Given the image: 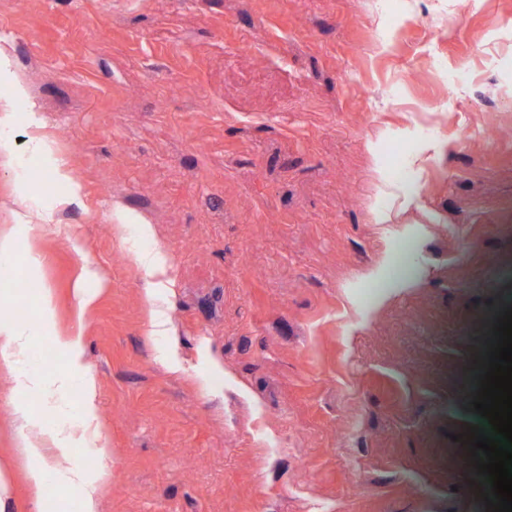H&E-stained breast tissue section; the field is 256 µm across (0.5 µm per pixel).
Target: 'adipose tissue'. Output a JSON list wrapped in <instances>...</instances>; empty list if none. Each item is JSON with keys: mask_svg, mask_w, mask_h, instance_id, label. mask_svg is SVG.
I'll list each match as a JSON object with an SVG mask.
<instances>
[{"mask_svg": "<svg viewBox=\"0 0 512 512\" xmlns=\"http://www.w3.org/2000/svg\"><path fill=\"white\" fill-rule=\"evenodd\" d=\"M44 221L43 214L30 210L18 215L11 233L0 236V270L10 268L18 241L36 236ZM40 331V324L34 320H0V368L14 375L17 399L13 416L20 434V451L30 462L26 478L34 492H41L52 481L78 496L82 512H99L98 477L69 460L51 471L43 465L49 452L65 457L72 445L102 442L97 383L84 362L83 328L77 325L57 335L64 364L49 374L40 370L35 359L34 348ZM75 388L81 396V414L76 418L65 415L47 420L34 412L27 401L28 395L35 393L44 402L61 407Z\"/></svg>", "mask_w": 512, "mask_h": 512, "instance_id": "ef3b65f1", "label": "adipose tissue"}]
</instances>
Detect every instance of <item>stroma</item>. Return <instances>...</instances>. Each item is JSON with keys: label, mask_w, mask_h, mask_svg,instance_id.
Returning <instances> with one entry per match:
<instances>
[{"label": "stroma", "mask_w": 512, "mask_h": 512, "mask_svg": "<svg viewBox=\"0 0 512 512\" xmlns=\"http://www.w3.org/2000/svg\"><path fill=\"white\" fill-rule=\"evenodd\" d=\"M0 49V235L48 218L23 318L45 288L67 330L97 273L100 512H488L469 392L512 309V0H0ZM15 398L0 369L6 512H81L32 494ZM13 122V112H10L9 105L2 108L0 114V157L10 158L15 153V143L9 135V128ZM138 264L146 274L147 294L152 299L159 288H168L169 280L164 278L166 259L162 249H155L151 254L138 255Z\"/></svg>", "instance_id": "obj_1"}]
</instances>
